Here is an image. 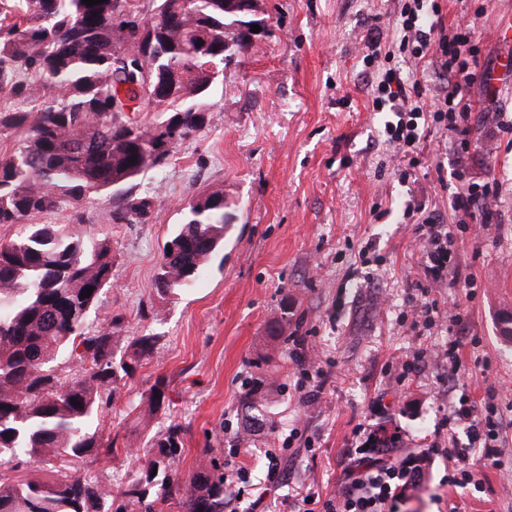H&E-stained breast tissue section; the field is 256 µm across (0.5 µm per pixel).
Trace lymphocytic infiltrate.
<instances>
[{
    "label": "lymphocytic infiltrate",
    "instance_id": "f902f5d3",
    "mask_svg": "<svg viewBox=\"0 0 512 512\" xmlns=\"http://www.w3.org/2000/svg\"><path fill=\"white\" fill-rule=\"evenodd\" d=\"M419 0H412L400 13L396 27L401 35L400 47L408 51L411 62L426 55H435L442 73L460 83L470 82L473 74L465 59L464 48L471 38L469 28H457L455 34L439 31L437 24L422 12ZM372 108L390 109L397 120L388 131L394 142L407 149H416L429 128L444 127L454 134L462 146L470 144V128L466 123L469 106L456 95L447 94L425 100L418 86L408 85L400 70L382 72L374 90ZM496 195L489 189L475 186L461 188L451 200L454 212L468 218H480L491 223ZM423 225L425 237V269L430 287H444L451 275L449 248L455 234L447 225L438 223L435 214H428ZM448 427L466 424L469 443L446 451L448 472L444 477L449 486L478 484L480 462L492 459L497 440L498 422L492 415H476L471 409L449 406L445 417ZM356 464L347 479L325 504V512H398L400 504L410 499L433 472L435 460L425 451L403 448H381L367 443L355 449Z\"/></svg>",
    "mask_w": 512,
    "mask_h": 512
}]
</instances>
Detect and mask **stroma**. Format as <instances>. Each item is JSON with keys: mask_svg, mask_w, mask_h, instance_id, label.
Masks as SVG:
<instances>
[{"mask_svg": "<svg viewBox=\"0 0 512 512\" xmlns=\"http://www.w3.org/2000/svg\"><path fill=\"white\" fill-rule=\"evenodd\" d=\"M438 3L446 31L465 22L474 32V78L459 86L429 63L409 78L427 97L456 91L470 103L469 152L434 129L416 157L400 155L385 129L393 113L372 109L366 42L379 36L390 66L404 68L401 0H262L269 31L225 68L206 126L162 171L139 178L137 192H155L151 221L111 223L118 189L41 216L66 224L82 214L91 238L112 243V286L90 326L122 315L115 349L124 356L135 337L158 339L106 419L132 455L86 472L114 482L176 424L185 442L178 474L187 477L205 454L223 457L232 512H304L310 500L324 512L370 432L401 428L408 448L463 445L466 431L452 436L444 424L447 401L479 413L490 400L501 467L483 468L476 490L431 480L402 512H512V344L497 330L499 314L512 312V71L501 67L512 44L495 33L512 0H492L483 16V0ZM473 183L496 190L494 222L458 234V280L428 290L423 214L457 224L451 194ZM217 185L237 204L223 251L188 289L159 295L154 275L184 201ZM453 339L461 345L454 364L445 356ZM420 348L429 354L413 362ZM312 364L322 377L303 376ZM265 377L275 385L267 427L236 452L245 384ZM160 378L166 399L152 411L144 396ZM315 387L319 401L304 403Z\"/></svg>", "mask_w": 512, "mask_h": 512, "instance_id": "obj_1", "label": "stroma"}]
</instances>
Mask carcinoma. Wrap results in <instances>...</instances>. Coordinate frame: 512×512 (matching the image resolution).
I'll list each match as a JSON object with an SVG mask.
<instances>
[{"mask_svg":"<svg viewBox=\"0 0 512 512\" xmlns=\"http://www.w3.org/2000/svg\"><path fill=\"white\" fill-rule=\"evenodd\" d=\"M255 7L260 0H0V93L20 103L0 109V136L15 138L0 156V224L24 228L0 244L1 461L50 467L121 452L103 436L105 418L158 337L136 338L129 359H116L121 318L87 324L111 284L112 243L89 240L80 219L36 220L168 164L205 126L224 68L245 48L237 27L254 22ZM144 104L159 114L150 126L128 116ZM153 207L151 192L130 189L111 221L145 224ZM229 208L222 186L182 207L184 223L155 276L159 294L190 286L224 245L235 219ZM62 360L80 367L78 377L63 380ZM165 388L161 378L151 386L149 407L162 406ZM267 397L260 382L248 390L244 431L264 425ZM181 434L174 426L155 436L145 464L116 493L86 476L48 483L0 475V512H224V460L206 456L180 479Z\"/></svg>","mask_w":512,"mask_h":512,"instance_id":"cac0c4a2","label":"carcinoma"}]
</instances>
